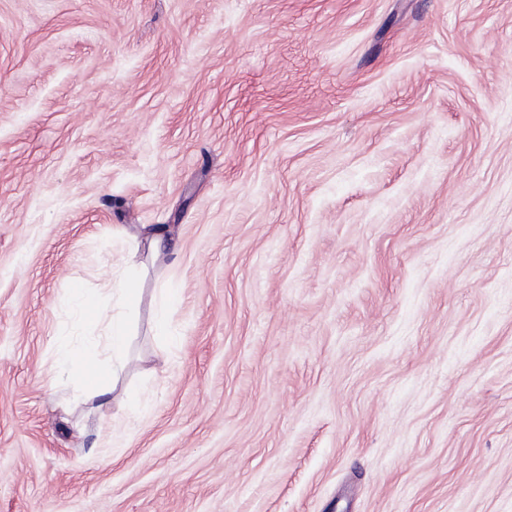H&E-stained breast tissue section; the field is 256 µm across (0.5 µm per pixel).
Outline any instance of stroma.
Here are the masks:
<instances>
[{"instance_id": "1", "label": "stroma", "mask_w": 512, "mask_h": 512, "mask_svg": "<svg viewBox=\"0 0 512 512\" xmlns=\"http://www.w3.org/2000/svg\"><path fill=\"white\" fill-rule=\"evenodd\" d=\"M0 512H512V0H0ZM108 350L112 353V360L123 355L128 343V327L123 316L112 315L105 327ZM99 349L97 344L88 342L76 349H66L60 352L57 358V367L62 372L82 374L92 367L99 368L97 378V394L104 393L107 375L103 369L104 365L99 360Z\"/></svg>"}]
</instances>
